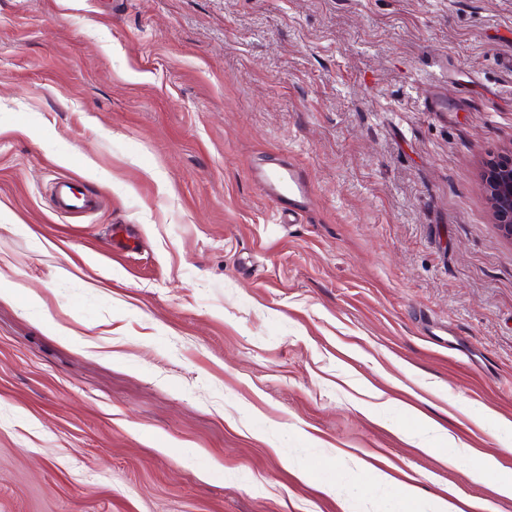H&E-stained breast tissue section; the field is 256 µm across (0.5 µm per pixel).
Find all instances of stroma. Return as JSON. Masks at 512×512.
I'll list each match as a JSON object with an SVG mask.
<instances>
[{
    "label": "stroma",
    "instance_id": "stroma-1",
    "mask_svg": "<svg viewBox=\"0 0 512 512\" xmlns=\"http://www.w3.org/2000/svg\"><path fill=\"white\" fill-rule=\"evenodd\" d=\"M509 153L512 0H0V512H512ZM482 177L492 204L495 224L507 239L512 240V156H501L488 162ZM258 182L263 193L282 207V216L288 217L289 224L295 221V214H301L308 204L309 182L301 170L272 166L259 174ZM57 205L61 212L75 214L92 210L95 200L91 196L77 195L69 183L60 182L57 189Z\"/></svg>",
    "mask_w": 512,
    "mask_h": 512
}]
</instances>
